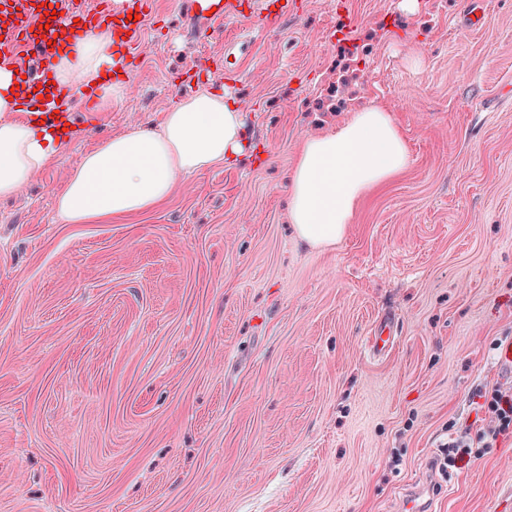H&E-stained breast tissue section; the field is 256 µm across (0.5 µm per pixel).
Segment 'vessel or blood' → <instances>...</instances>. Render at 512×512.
Segmentation results:
<instances>
[{"mask_svg": "<svg viewBox=\"0 0 512 512\" xmlns=\"http://www.w3.org/2000/svg\"><path fill=\"white\" fill-rule=\"evenodd\" d=\"M42 0H13L14 21L0 27V60L14 58L17 49L35 54L41 64L38 75L28 77L31 85L46 83L61 46L82 38L86 30L104 28L124 58L138 59L149 0H101L100 9L70 12L49 19ZM289 11L284 0H182L183 30L197 35L218 28L227 19L259 18L264 29H276ZM431 481H417L406 488L401 512H434Z\"/></svg>", "mask_w": 512, "mask_h": 512, "instance_id": "1", "label": "vessel or blood"}]
</instances>
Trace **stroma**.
Masks as SVG:
<instances>
[{
	"instance_id": "obj_1",
	"label": "stroma",
	"mask_w": 512,
	"mask_h": 512,
	"mask_svg": "<svg viewBox=\"0 0 512 512\" xmlns=\"http://www.w3.org/2000/svg\"><path fill=\"white\" fill-rule=\"evenodd\" d=\"M149 2L123 95L90 126L72 92L81 137L0 201V512H400L428 476L437 512H512V433L432 467L491 429L477 388L512 392V0L477 24L467 0H296L207 37ZM215 86L244 154L133 220H56L89 151ZM372 106L408 167L336 245L299 246L302 139ZM448 445V448H444L442 452L443 457L440 459V469L448 468L451 463H455L456 459L464 455H471L473 442L468 440L466 434L456 435L449 439L448 443L442 446ZM443 461V462H442Z\"/></svg>"
}]
</instances>
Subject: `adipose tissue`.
<instances>
[{
	"instance_id": "1",
	"label": "adipose tissue",
	"mask_w": 512,
	"mask_h": 512,
	"mask_svg": "<svg viewBox=\"0 0 512 512\" xmlns=\"http://www.w3.org/2000/svg\"><path fill=\"white\" fill-rule=\"evenodd\" d=\"M112 37L92 33L55 60V88L99 90L101 104L122 92L112 83ZM16 65L0 66V197L21 191L45 169L60 145L37 116L41 103L12 94ZM243 117L223 90L211 88L179 101L159 126L136 128L88 152L56 198L64 224L126 220L155 209L179 176L204 171L243 151ZM408 147L389 112L355 113L324 134L305 138L288 182L289 219L309 248L336 244L360 198L402 172Z\"/></svg>"
}]
</instances>
